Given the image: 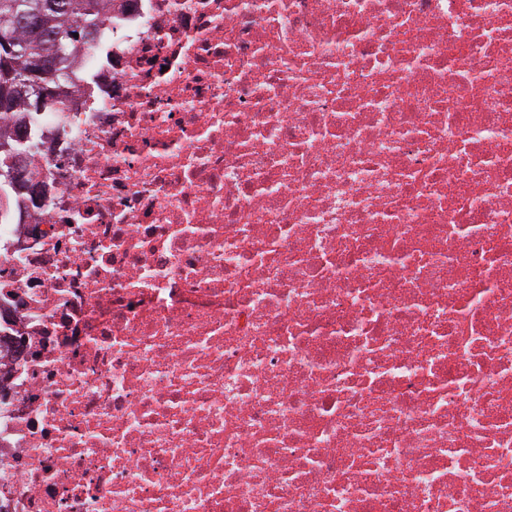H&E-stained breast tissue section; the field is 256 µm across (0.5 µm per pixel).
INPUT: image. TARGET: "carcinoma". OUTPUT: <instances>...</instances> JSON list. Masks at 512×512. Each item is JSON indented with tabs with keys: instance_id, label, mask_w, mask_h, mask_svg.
I'll return each instance as SVG.
<instances>
[{
	"instance_id": "obj_1",
	"label": "carcinoma",
	"mask_w": 512,
	"mask_h": 512,
	"mask_svg": "<svg viewBox=\"0 0 512 512\" xmlns=\"http://www.w3.org/2000/svg\"><path fill=\"white\" fill-rule=\"evenodd\" d=\"M103 12L104 0H0V32L10 29L20 50L12 56L0 45V191L12 193V161L30 148L18 137L27 133V124L40 120L31 97L40 93L44 109L63 110L58 96L71 83L72 65ZM24 13L36 14L50 38L35 40L27 28L15 25Z\"/></svg>"
}]
</instances>
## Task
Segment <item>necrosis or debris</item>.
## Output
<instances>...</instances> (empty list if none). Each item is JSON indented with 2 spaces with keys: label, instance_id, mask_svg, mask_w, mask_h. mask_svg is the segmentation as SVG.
<instances>
[{
  "label": "necrosis or debris",
  "instance_id": "4bbe7bcc",
  "mask_svg": "<svg viewBox=\"0 0 512 512\" xmlns=\"http://www.w3.org/2000/svg\"><path fill=\"white\" fill-rule=\"evenodd\" d=\"M0 224V512H512V0H116Z\"/></svg>",
  "mask_w": 512,
  "mask_h": 512
}]
</instances>
